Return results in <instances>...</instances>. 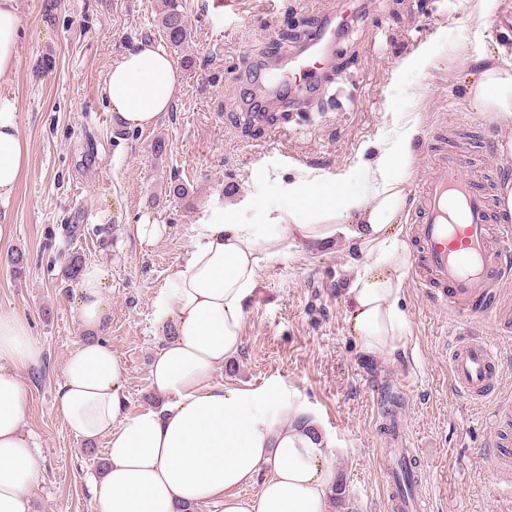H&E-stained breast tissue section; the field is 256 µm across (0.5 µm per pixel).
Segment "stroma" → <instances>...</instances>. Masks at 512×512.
I'll use <instances>...</instances> for the list:
<instances>
[{
  "label": "stroma",
  "instance_id": "obj_1",
  "mask_svg": "<svg viewBox=\"0 0 512 512\" xmlns=\"http://www.w3.org/2000/svg\"><path fill=\"white\" fill-rule=\"evenodd\" d=\"M189 29L171 58L182 90L171 112L151 129L124 130L100 93L110 62L144 38L164 43L157 0H18L19 63L0 75L14 96L30 155L8 205H0V310L26 318L43 347L35 368L20 370L28 389L25 428L40 447L41 475L30 489L33 512H95L90 479L103 441L75 439L55 410L69 353L85 339L75 317L76 282L64 259L80 253L112 270V316L104 341L127 371L132 408L151 393L149 366L157 343L154 302L172 267L212 206L247 195L283 203L281 177L302 166L339 174L370 158L410 118L423 136L407 180L416 191L430 146L457 128L471 145L485 185L498 191L512 177L497 151L512 130L475 110L465 94L468 63L480 44L512 35V0L483 14L480 0H181ZM351 10L352 23L309 87L290 89L287 118L254 96L259 74L276 72L326 19ZM481 32L483 43L473 34ZM434 55L422 69L405 68L423 45ZM52 59L51 72L42 62ZM265 112L269 121L254 122ZM166 150L156 155V140ZM188 186L185 199L167 184ZM168 225L167 236L142 250L127 232L143 214ZM29 258L21 275L8 259ZM352 253L344 242L326 249L295 244L264 263L246 309L240 352L214 373L217 383L266 388L270 410L287 417L301 408L331 445L335 483L346 507L328 512H387L381 466L382 400L399 395L408 437L421 469L419 493L428 512H512V484L493 463L494 428L512 446V345H499L506 375L498 401L476 403L448 370L454 336L497 339L489 318L454 316L429 289L407 280L401 308L408 327L394 355L366 353L350 334L343 285Z\"/></svg>",
  "mask_w": 512,
  "mask_h": 512
}]
</instances>
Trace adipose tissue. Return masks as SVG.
<instances>
[{"instance_id": "ef3b65f1", "label": "adipose tissue", "mask_w": 512, "mask_h": 512, "mask_svg": "<svg viewBox=\"0 0 512 512\" xmlns=\"http://www.w3.org/2000/svg\"><path fill=\"white\" fill-rule=\"evenodd\" d=\"M19 30L17 0H0V75L18 65ZM505 52L481 47L466 93L512 126V66L499 63ZM181 86L167 51L143 39L110 63L100 92L123 126L145 130L171 110ZM420 135L419 121L407 122L372 160L338 175L296 168L283 184L284 206L247 196L212 208L154 303L149 385L161 405L130 409L126 369L99 338L111 316V271L83 265L75 314L91 337L69 354L55 408L75 438L106 441L96 512H189L204 503L219 512H328L329 445L314 423L298 410L282 421L268 411L270 390L220 385L213 373L242 348L261 263L285 254L292 240L352 247L344 292L350 331L367 351L395 353L407 328L400 301L413 251L403 220ZM29 154L15 100L0 92V205L12 198ZM42 356L26 320L0 311V512H32L40 463L18 372Z\"/></svg>"}]
</instances>
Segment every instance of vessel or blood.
<instances>
[{
  "label": "vessel or blood",
  "mask_w": 512,
  "mask_h": 512,
  "mask_svg": "<svg viewBox=\"0 0 512 512\" xmlns=\"http://www.w3.org/2000/svg\"><path fill=\"white\" fill-rule=\"evenodd\" d=\"M335 40L336 23L331 20L297 65L261 77L264 90L279 100L289 82L314 79L323 68L326 46ZM469 167L464 147L433 154L412 208L420 248L416 284L438 289L456 314L473 317L482 314L484 299L512 278V225L493 223L494 203L477 189ZM448 365L456 387L470 400L490 399L503 387L497 349L487 340L455 338L448 348ZM384 440L386 473H393L397 461L414 459L398 414L387 415Z\"/></svg>",
  "instance_id": "1"
}]
</instances>
